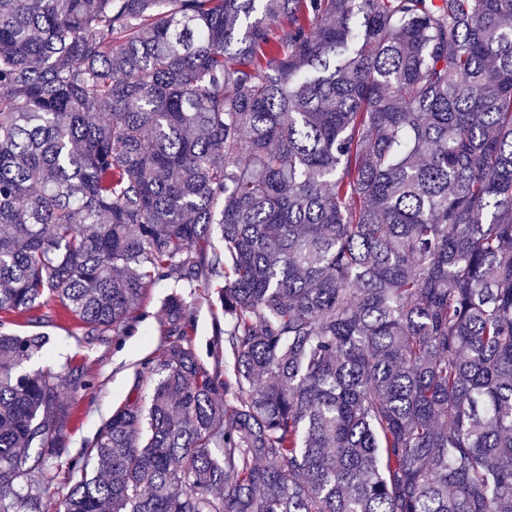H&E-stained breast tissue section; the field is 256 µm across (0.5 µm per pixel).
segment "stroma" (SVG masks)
I'll use <instances>...</instances> for the list:
<instances>
[{"instance_id":"1","label":"stroma","mask_w":512,"mask_h":512,"mask_svg":"<svg viewBox=\"0 0 512 512\" xmlns=\"http://www.w3.org/2000/svg\"><path fill=\"white\" fill-rule=\"evenodd\" d=\"M173 286L170 280L150 286L135 330L118 339L108 332L100 336L86 335L79 321L61 314L53 303L43 308L39 319L33 320L25 315L8 318L6 331L20 335L39 333L49 340L42 353L23 362V370H55L67 363L82 371L90 381L89 386L84 387L73 377L66 375L62 378L61 391L70 412L63 438L62 459L82 452L117 407L135 396H148L149 386L134 388V378L159 345L161 329L166 321L161 302ZM185 299L190 314L187 329L190 340L200 361L205 366H212L213 328L222 311L208 301L207 291L201 287L186 293Z\"/></svg>"}]
</instances>
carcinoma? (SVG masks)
<instances>
[{"mask_svg": "<svg viewBox=\"0 0 512 512\" xmlns=\"http://www.w3.org/2000/svg\"><path fill=\"white\" fill-rule=\"evenodd\" d=\"M217 277L65 468L0 333V512H512V0H0V313Z\"/></svg>", "mask_w": 512, "mask_h": 512, "instance_id": "1", "label": "carcinoma"}]
</instances>
